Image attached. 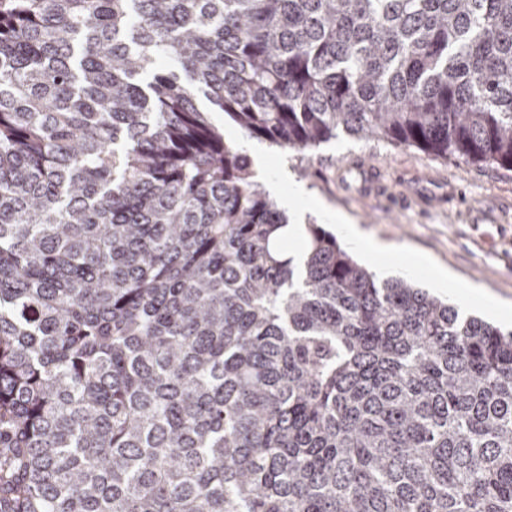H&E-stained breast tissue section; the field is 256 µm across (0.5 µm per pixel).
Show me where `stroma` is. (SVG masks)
Returning a JSON list of instances; mask_svg holds the SVG:
<instances>
[{
	"label": "stroma",
	"instance_id": "stroma-1",
	"mask_svg": "<svg viewBox=\"0 0 512 512\" xmlns=\"http://www.w3.org/2000/svg\"><path fill=\"white\" fill-rule=\"evenodd\" d=\"M302 182L395 249V276L431 288L426 273L410 269L426 255L454 275L441 298L476 286L512 301V169L341 135L316 151Z\"/></svg>",
	"mask_w": 512,
	"mask_h": 512
}]
</instances>
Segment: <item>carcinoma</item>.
Masks as SVG:
<instances>
[{"mask_svg": "<svg viewBox=\"0 0 512 512\" xmlns=\"http://www.w3.org/2000/svg\"><path fill=\"white\" fill-rule=\"evenodd\" d=\"M243 135L512 168V0H0V512H512V332Z\"/></svg>", "mask_w": 512, "mask_h": 512, "instance_id": "1", "label": "carcinoma"}]
</instances>
